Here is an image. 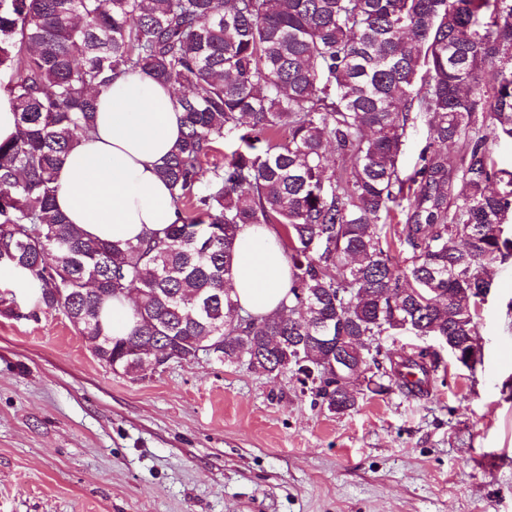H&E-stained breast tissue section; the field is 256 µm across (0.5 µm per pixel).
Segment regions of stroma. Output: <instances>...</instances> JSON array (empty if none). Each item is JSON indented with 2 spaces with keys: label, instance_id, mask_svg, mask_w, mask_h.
<instances>
[{
  "label": "stroma",
  "instance_id": "stroma-1",
  "mask_svg": "<svg viewBox=\"0 0 512 512\" xmlns=\"http://www.w3.org/2000/svg\"><path fill=\"white\" fill-rule=\"evenodd\" d=\"M474 368L336 414L207 354L112 371L66 316L0 315V512H512V259Z\"/></svg>",
  "mask_w": 512,
  "mask_h": 512
}]
</instances>
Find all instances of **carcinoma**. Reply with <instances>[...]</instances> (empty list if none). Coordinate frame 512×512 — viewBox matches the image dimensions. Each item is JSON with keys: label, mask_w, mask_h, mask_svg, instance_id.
I'll use <instances>...</instances> for the list:
<instances>
[{"label": "carcinoma", "mask_w": 512, "mask_h": 512, "mask_svg": "<svg viewBox=\"0 0 512 512\" xmlns=\"http://www.w3.org/2000/svg\"><path fill=\"white\" fill-rule=\"evenodd\" d=\"M16 132L0 142V267L27 275L33 310H58L113 371L139 349L190 361L203 345L276 378L294 370L328 411L334 336L383 370L375 337H447L468 367L492 268L512 256V0H0V71ZM182 88L181 140L158 167L177 220L121 246L84 237L55 204V178L90 128L92 92L123 71ZM425 145L398 161L418 115ZM459 164L448 165V151ZM244 224H276L291 271L285 313H243L228 287ZM405 246L398 264L389 232ZM136 292L133 326L112 336V298Z\"/></svg>", "instance_id": "obj_1"}]
</instances>
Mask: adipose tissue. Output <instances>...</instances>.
Returning <instances> with one entry per match:
<instances>
[{
    "mask_svg": "<svg viewBox=\"0 0 512 512\" xmlns=\"http://www.w3.org/2000/svg\"><path fill=\"white\" fill-rule=\"evenodd\" d=\"M173 87L128 72L96 96L89 130L81 133L56 176L58 209L88 237L138 243L176 220L158 166L181 137L182 114ZM290 270L274 228L241 226L230 286L243 310L280 312Z\"/></svg>",
    "mask_w": 512,
    "mask_h": 512,
    "instance_id": "adipose-tissue-1",
    "label": "adipose tissue"
}]
</instances>
